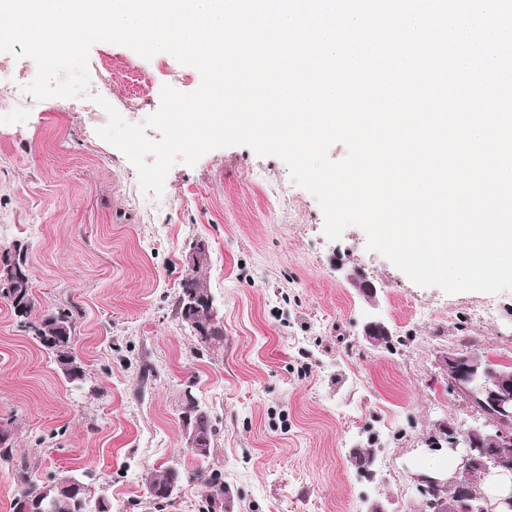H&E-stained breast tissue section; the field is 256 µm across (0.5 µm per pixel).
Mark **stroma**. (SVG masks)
Here are the masks:
<instances>
[{
    "instance_id": "35a3bbf8",
    "label": "stroma",
    "mask_w": 512,
    "mask_h": 512,
    "mask_svg": "<svg viewBox=\"0 0 512 512\" xmlns=\"http://www.w3.org/2000/svg\"><path fill=\"white\" fill-rule=\"evenodd\" d=\"M188 93L197 69L172 55L146 59L99 42L101 53ZM0 94V248L23 244L36 311L73 314L75 386L0 299V512L21 483L90 473L112 512H202L207 494L184 486L157 506L149 477L172 465L218 471L224 512H424L414 481L451 456L428 438L441 425L486 416L437 366L469 349L512 363V290L444 293L413 283L347 227L323 233L316 199L287 165L245 146L169 171L166 209L146 210L136 168L97 130L104 110L54 97L10 112ZM208 246L199 275L223 339L204 345L177 310L188 254ZM373 282L376 295L351 277ZM384 321L390 346L362 328ZM215 431L201 459L186 448L185 392Z\"/></svg>"
}]
</instances>
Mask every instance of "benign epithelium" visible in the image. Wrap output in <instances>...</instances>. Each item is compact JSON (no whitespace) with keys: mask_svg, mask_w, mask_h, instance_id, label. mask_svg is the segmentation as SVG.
<instances>
[{"mask_svg":"<svg viewBox=\"0 0 512 512\" xmlns=\"http://www.w3.org/2000/svg\"><path fill=\"white\" fill-rule=\"evenodd\" d=\"M381 333H389V328L380 320L364 325L363 335L373 345L378 344L376 336ZM483 365L481 355L471 351H448L440 358L443 375L458 393L472 402L483 401L493 410V416L482 423L464 428L444 425L428 440L430 449L445 448L461 460L460 470L453 480L461 493L448 501V512H473L467 495L462 493L472 473H512V366L502 365L494 370L493 385L477 396L470 390V384ZM183 428L187 448L201 452L210 447L209 434L197 426L188 412L183 414Z\"/></svg>","mask_w":512,"mask_h":512,"instance_id":"benign-epithelium-1","label":"benign epithelium"}]
</instances>
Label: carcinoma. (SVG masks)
<instances>
[{
	"label": "carcinoma",
	"instance_id": "1",
	"mask_svg": "<svg viewBox=\"0 0 512 512\" xmlns=\"http://www.w3.org/2000/svg\"><path fill=\"white\" fill-rule=\"evenodd\" d=\"M20 266L21 279L17 280V290L23 292L27 306L18 315L25 319V326L32 333L40 346L47 353L54 356L55 361L60 363L69 362L66 367H59L62 375L71 383L81 382L85 377L84 364L70 352L73 344L74 321L70 311L55 310L44 313L38 317L33 316L35 302L31 297L30 273L26 255L17 249L10 256ZM182 320L189 326H194L208 318L211 307L207 304H198V308L190 313H184V306H179ZM74 484L70 488L60 487L63 478H53L46 483H34L25 486L19 495L18 512H37V505L40 502L53 505L52 512H112V504L104 497L97 499L98 507L89 509L88 482L85 475L72 476ZM202 486L208 490L205 501L206 512H224V483L221 475L216 472H208L202 469L187 470L177 469V473L160 471L151 475L147 485L152 488L150 498L154 503L160 505L172 499L169 495L171 484ZM454 493L448 491L429 489L423 494L425 512H441L442 500H447Z\"/></svg>",
	"mask_w": 512,
	"mask_h": 512
}]
</instances>
